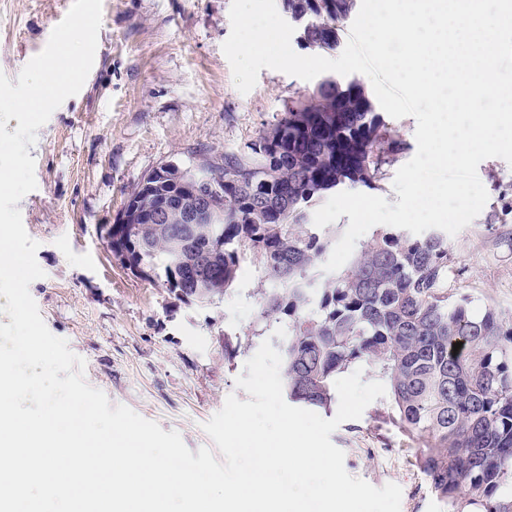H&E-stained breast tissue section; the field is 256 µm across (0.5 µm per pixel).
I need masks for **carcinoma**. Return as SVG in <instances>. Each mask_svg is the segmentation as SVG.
Returning <instances> with one entry per match:
<instances>
[{
    "mask_svg": "<svg viewBox=\"0 0 512 512\" xmlns=\"http://www.w3.org/2000/svg\"><path fill=\"white\" fill-rule=\"evenodd\" d=\"M357 0H285L289 13L315 12L300 42L332 50ZM403 150L362 83L327 78L288 103L277 120L213 167L224 210L194 224L176 249L158 231L183 224L190 196L165 175L140 190V219L112 225V252L136 276L178 300L206 305L241 276L248 252L261 272L258 320H288L278 340L284 395L331 411L336 376L369 364L388 387L390 419L421 442L416 462L456 512H512V324L492 308L448 301V241L384 230L343 269L318 270L333 242L309 222L313 202L340 185L373 186ZM462 347L453 352V344Z\"/></svg>",
    "mask_w": 512,
    "mask_h": 512,
    "instance_id": "1",
    "label": "carcinoma"
}]
</instances>
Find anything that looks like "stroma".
Wrapping results in <instances>:
<instances>
[{
  "instance_id": "1",
  "label": "stroma",
  "mask_w": 512,
  "mask_h": 512,
  "mask_svg": "<svg viewBox=\"0 0 512 512\" xmlns=\"http://www.w3.org/2000/svg\"><path fill=\"white\" fill-rule=\"evenodd\" d=\"M72 0H0V72L16 80L46 46ZM231 0H102L93 67L81 91L37 131L28 153L37 187L18 204L39 242L44 272L30 294L49 331L85 362L87 383L111 405H125L190 451L211 446L202 428L229 394L247 400L235 380L263 342L260 286L252 257L242 283L204 307L177 301L111 256L105 233L148 172L168 162L192 167L221 161L284 112L312 82L261 69L240 93L222 45ZM391 125L406 148L371 193L399 200L398 166L416 153V120ZM489 199L475 220L448 239V298L512 320V166L489 158L478 167ZM241 344L226 357V336ZM389 397L330 436L346 471L375 487L402 489L401 512H453L432 492L409 440L389 420Z\"/></svg>"
}]
</instances>
